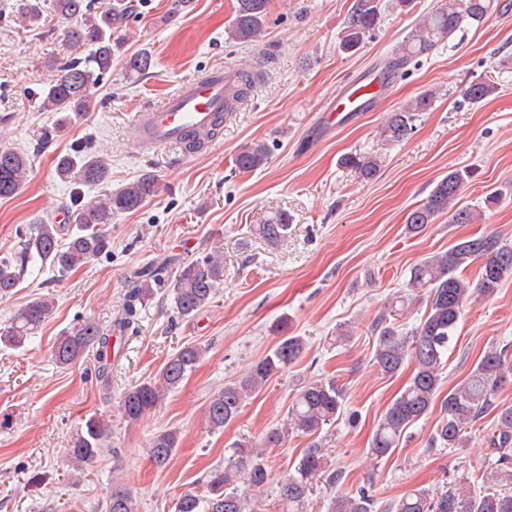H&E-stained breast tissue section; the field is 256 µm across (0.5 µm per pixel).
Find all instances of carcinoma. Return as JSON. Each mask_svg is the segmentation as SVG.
<instances>
[{
  "label": "carcinoma",
  "instance_id": "cac0c4a2",
  "mask_svg": "<svg viewBox=\"0 0 512 512\" xmlns=\"http://www.w3.org/2000/svg\"><path fill=\"white\" fill-rule=\"evenodd\" d=\"M269 4L270 0H235L231 36L241 43L256 41L263 31ZM388 7L409 13L415 7V0H353L339 34L342 50H357L381 26ZM490 9L491 0H445L441 7L419 17L399 52L388 61L387 73L394 75L413 57L431 52L463 24L482 22ZM52 10L61 23L66 44L71 48L83 47L85 51L83 56H73L61 63L58 73L41 93L42 109L60 114L53 127L40 130L42 140L51 139L95 106L100 83L112 70V31L122 26L131 6L126 0H106L97 8L94 0H53ZM42 15L40 0H18L19 23L37 26ZM496 90L494 78L486 77L466 87L463 97L477 104ZM430 106L431 95L425 94L390 113L384 125L386 140L409 139L419 113L428 111ZM268 158L265 144L253 142L238 149L235 165L241 171H255L264 167ZM341 163L355 169L366 181L377 174V162L371 157L349 154ZM31 166L26 152L0 146V198H11L21 191ZM109 171L103 158L79 147L56 159L57 177L71 185L74 229L66 234L61 225L41 220L26 225L17 244L0 255V297L14 294L36 271L47 268L62 277L109 252L111 240L106 228L112 223V215L139 210L157 192V180L146 174L115 192L83 201V188L108 181ZM466 177L467 172L456 170L435 181L425 201L405 215L406 232L417 234L447 213L451 224L473 223L476 213L455 205ZM289 226L288 216L277 214L259 225V233L274 244L287 237ZM65 234L66 242L62 240ZM471 261L480 262L474 283L458 273L462 265ZM511 275L512 245L503 242L496 232L461 239L447 251L435 253L409 268L407 287L417 290L418 301L425 304L418 325L408 335L382 320L373 326L378 332L373 351L378 370L389 378L408 367L412 372L401 394L377 423L371 439L372 455L382 458L393 452L407 430L437 406L441 421L433 442L448 448L459 447L468 427L491 411L494 413L491 445L501 450L512 444V406L496 404L497 392L512 380V357L506 349L488 348L470 374L449 389L448 395L440 397L441 370L451 351L463 308L475 297H493ZM166 276L171 277L170 293L177 314L181 318L191 317L215 298L224 281V255L215 250L182 262L174 270L170 264L163 263L141 271L126 305V314L133 315L134 302L152 298L154 285ZM52 309V301L46 297L29 301L8 324L0 327V347H24L36 336ZM94 346L100 348V359L104 360L97 375L107 387L112 335L104 332L97 322L84 320L60 337L52 348V359L60 366H69ZM305 350L304 337L279 336L274 347L255 361L245 376L224 385L210 397L204 413L209 430L221 431L234 421L245 403L285 373ZM206 353L207 349L198 344L187 345L167 359L155 378L127 388L119 401L123 419L136 424L154 412L165 396L192 374ZM344 400L345 391L333 377L302 386L293 398L287 423L271 429L262 448L253 447L248 441L236 444L224 466L207 472L204 495L193 492L181 495L175 503V512H254L249 492L264 488L272 480L264 449L284 446L292 434L306 437L317 434L340 414ZM109 433L104 419L96 416L87 419L84 429L75 434L67 450L70 465L77 471L93 466L103 453ZM179 443L180 435L175 430L154 433L148 442L153 466L166 468ZM342 478L343 471L328 460L325 449L311 442L294 471L278 480L273 500L275 512H310L312 496L320 488L332 493L328 512H512V458L506 453L500 455L494 469L485 472V486L478 493L465 484L439 493L420 487L379 507L365 487L341 490ZM104 508L105 512H137L133 490L113 480Z\"/></svg>",
  "mask_w": 512,
  "mask_h": 512
}]
</instances>
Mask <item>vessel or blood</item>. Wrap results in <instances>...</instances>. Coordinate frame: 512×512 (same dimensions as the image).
Here are the masks:
<instances>
[{"label": "vessel or blood", "mask_w": 512, "mask_h": 512, "mask_svg": "<svg viewBox=\"0 0 512 512\" xmlns=\"http://www.w3.org/2000/svg\"><path fill=\"white\" fill-rule=\"evenodd\" d=\"M240 74L225 69L184 81L179 89L150 111L137 115L140 137L137 152H152L158 148L179 143L186 130L208 132L218 116L224 112L228 95ZM379 91L376 79H349L338 103L328 104V111H362L368 99Z\"/></svg>", "instance_id": "b4317fda"}]
</instances>
